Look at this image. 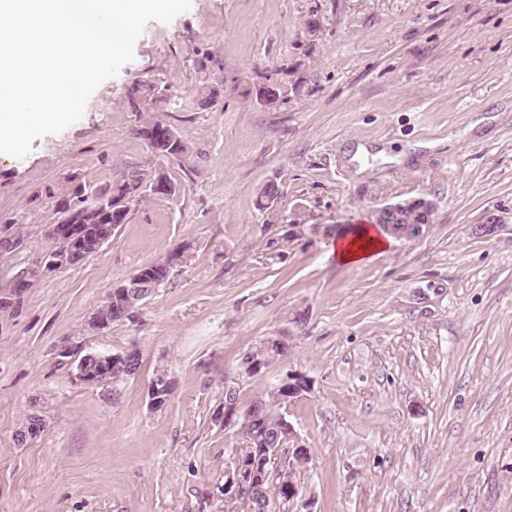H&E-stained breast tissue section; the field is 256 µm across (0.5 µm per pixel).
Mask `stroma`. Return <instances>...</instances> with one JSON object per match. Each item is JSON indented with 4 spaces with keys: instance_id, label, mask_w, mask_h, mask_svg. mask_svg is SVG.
<instances>
[{
    "instance_id": "stroma-1",
    "label": "stroma",
    "mask_w": 512,
    "mask_h": 512,
    "mask_svg": "<svg viewBox=\"0 0 512 512\" xmlns=\"http://www.w3.org/2000/svg\"><path fill=\"white\" fill-rule=\"evenodd\" d=\"M145 80L162 96L131 111ZM149 120L188 154L157 156L134 134ZM158 169L174 194L0 309V512H226L224 389L246 404L289 373L311 384L286 418L315 512H512V225L473 231L512 214V0H191L150 22L80 121L0 156V290L48 251L76 185ZM269 183L279 197L257 208ZM420 197L421 239L354 267L327 257L337 221ZM178 249L130 319L88 329ZM272 339L286 356L242 377ZM64 344L141 365L84 385ZM160 368L174 385L155 409ZM33 414L43 431L19 441ZM151 264L152 263L139 269L137 271L138 273H135L133 276H131L127 281L123 283V288L119 292V294L121 295L120 297H118L119 287L113 288L107 297L106 306H110L112 308V294L116 295V297L118 298L117 300L120 304L121 311H123L124 314L128 315L134 309L135 304L140 303L141 301L145 300L150 295H152V293L155 291L156 288H158L162 281H158L153 284V291L146 292L142 290L141 282L144 279V277L142 276L143 270L148 269L149 271H146L147 275H151L150 273L152 272L153 277L156 280H160L165 277L166 268L161 264H157L156 266H150Z\"/></svg>"
}]
</instances>
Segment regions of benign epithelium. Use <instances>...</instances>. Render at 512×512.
Segmentation results:
<instances>
[{"mask_svg": "<svg viewBox=\"0 0 512 512\" xmlns=\"http://www.w3.org/2000/svg\"><path fill=\"white\" fill-rule=\"evenodd\" d=\"M173 191L174 188L167 182L164 172L159 171L150 179L142 182L135 193L119 200L114 201L110 196H94L96 207L93 208L89 206L85 186L81 184L76 186L73 198L63 199L56 205L57 211L62 214V219L47 227V238L56 242L57 248L47 252L40 260L36 261L35 265L28 270L27 276L16 281L12 292H21L29 286L32 278H39L63 267L76 265L97 252L122 225L121 216L132 208L138 196L147 193L168 196ZM96 210L108 217L115 212L120 215V218L100 224L93 229L91 225L83 223V218L93 214ZM507 221L508 217L506 216L491 214L487 216L484 223L475 226V233L481 237H493L507 227ZM142 281V273L138 272L123 283L118 302L124 314H129L135 304L150 296V293L142 290ZM58 355L62 358H69L71 362L75 363L74 377L77 381L95 386H105L112 382V379L97 372L99 364L104 363L110 368L114 357L124 358L130 362L134 361L136 357V353L133 351L115 356L109 353L90 351L82 355L69 345L62 346ZM169 385L170 381L163 373L153 379L150 386L152 408L160 406L162 394L168 391ZM309 461L308 448L301 444L296 431L290 425L288 426V447L274 450L272 458L264 463L261 471L246 470L242 466L240 456L233 455L230 466L224 469V492L228 493L231 498L251 499L253 493L264 492L263 485L268 480L270 484L283 492V502L288 504L290 512L293 509L297 512H313V501L301 496L302 480Z\"/></svg>", "mask_w": 512, "mask_h": 512, "instance_id": "7a95c632", "label": "benign epithelium"}]
</instances>
